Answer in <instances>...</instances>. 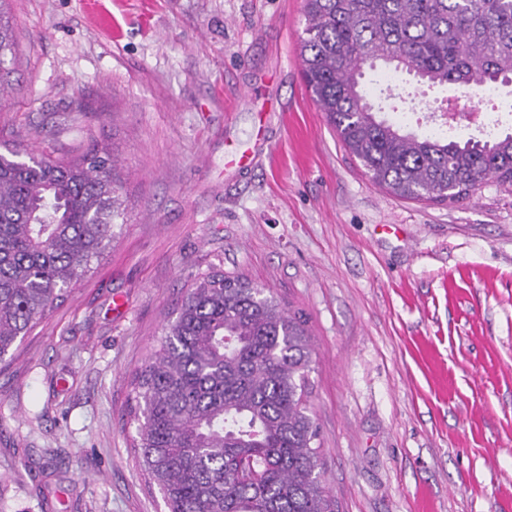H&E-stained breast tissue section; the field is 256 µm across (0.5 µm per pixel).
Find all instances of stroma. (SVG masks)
Returning a JSON list of instances; mask_svg holds the SVG:
<instances>
[{
  "label": "stroma",
  "mask_w": 512,
  "mask_h": 512,
  "mask_svg": "<svg viewBox=\"0 0 512 512\" xmlns=\"http://www.w3.org/2000/svg\"><path fill=\"white\" fill-rule=\"evenodd\" d=\"M86 2L10 0L0 136L113 154L128 221L0 363V512H165L131 381L213 267L306 318L336 512H512V186L428 204L374 184L306 88L304 0ZM363 83L416 134L456 92L382 64Z\"/></svg>",
  "instance_id": "obj_1"
}]
</instances>
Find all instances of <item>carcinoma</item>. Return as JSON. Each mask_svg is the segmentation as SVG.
Returning a JSON list of instances; mask_svg holds the SVG:
<instances>
[{"instance_id":"cac0c4a2","label":"carcinoma","mask_w":512,"mask_h":512,"mask_svg":"<svg viewBox=\"0 0 512 512\" xmlns=\"http://www.w3.org/2000/svg\"><path fill=\"white\" fill-rule=\"evenodd\" d=\"M304 79L371 180L414 201L512 184V133L461 143L377 116L363 66L479 89L512 83V0H304ZM16 55L0 11V65ZM0 359L84 278L127 223L115 158L21 159L0 142ZM306 320L219 268L188 287L134 377L139 464L168 512H335L306 393Z\"/></svg>"}]
</instances>
